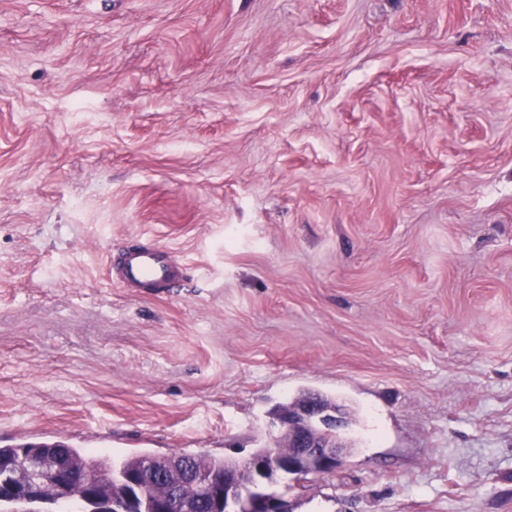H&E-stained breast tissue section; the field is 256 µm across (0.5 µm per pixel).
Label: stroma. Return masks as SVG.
Returning a JSON list of instances; mask_svg holds the SVG:
<instances>
[{"mask_svg":"<svg viewBox=\"0 0 512 512\" xmlns=\"http://www.w3.org/2000/svg\"><path fill=\"white\" fill-rule=\"evenodd\" d=\"M309 391L290 512H512V0H0V446L242 460ZM108 274L122 288L162 291L176 286L184 269L168 249L147 243L126 251L113 269L110 261Z\"/></svg>","mask_w":512,"mask_h":512,"instance_id":"stroma-1","label":"stroma"}]
</instances>
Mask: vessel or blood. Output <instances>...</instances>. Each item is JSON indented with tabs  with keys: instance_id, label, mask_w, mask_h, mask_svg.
Segmentation results:
<instances>
[{
	"instance_id": "vessel-or-blood-1",
	"label": "vessel or blood",
	"mask_w": 512,
	"mask_h": 512,
	"mask_svg": "<svg viewBox=\"0 0 512 512\" xmlns=\"http://www.w3.org/2000/svg\"><path fill=\"white\" fill-rule=\"evenodd\" d=\"M109 276L124 288L162 291L176 286L184 270L168 249L147 243L126 251Z\"/></svg>"
}]
</instances>
